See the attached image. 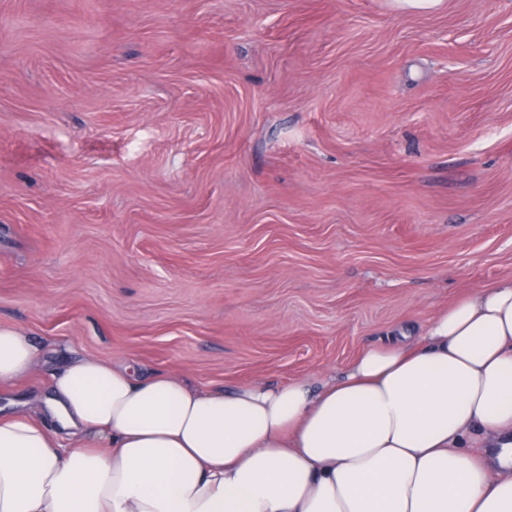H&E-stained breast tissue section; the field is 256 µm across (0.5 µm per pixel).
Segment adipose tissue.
Segmentation results:
<instances>
[{"instance_id":"adipose-tissue-1","label":"adipose tissue","mask_w":512,"mask_h":512,"mask_svg":"<svg viewBox=\"0 0 512 512\" xmlns=\"http://www.w3.org/2000/svg\"><path fill=\"white\" fill-rule=\"evenodd\" d=\"M36 360L0 326V386ZM0 512H512V278L317 388L206 391L81 357L37 410L0 414Z\"/></svg>"}]
</instances>
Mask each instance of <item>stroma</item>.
I'll use <instances>...</instances> for the list:
<instances>
[{"label": "stroma", "mask_w": 512, "mask_h": 512, "mask_svg": "<svg viewBox=\"0 0 512 512\" xmlns=\"http://www.w3.org/2000/svg\"><path fill=\"white\" fill-rule=\"evenodd\" d=\"M512 278V0H0V326L319 383Z\"/></svg>", "instance_id": "35a3bbf8"}]
</instances>
